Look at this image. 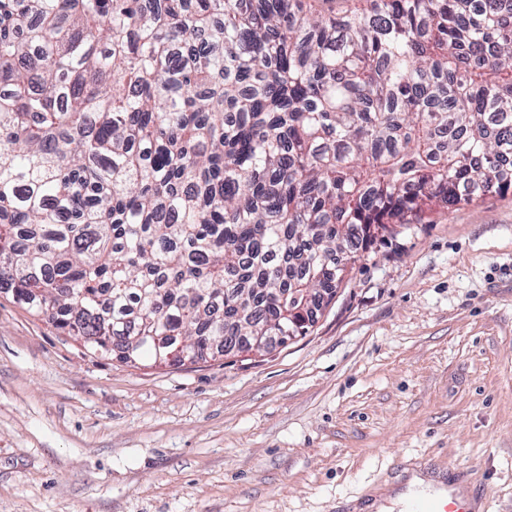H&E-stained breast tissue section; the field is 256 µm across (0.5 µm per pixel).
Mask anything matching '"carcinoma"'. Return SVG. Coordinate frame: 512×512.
Masks as SVG:
<instances>
[{
  "mask_svg": "<svg viewBox=\"0 0 512 512\" xmlns=\"http://www.w3.org/2000/svg\"><path fill=\"white\" fill-rule=\"evenodd\" d=\"M0 0V288L139 364L303 336L512 186V0Z\"/></svg>",
  "mask_w": 512,
  "mask_h": 512,
  "instance_id": "obj_1",
  "label": "carcinoma"
}]
</instances>
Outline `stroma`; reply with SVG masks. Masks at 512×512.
Instances as JSON below:
<instances>
[{"instance_id":"1","label":"stroma","mask_w":512,"mask_h":512,"mask_svg":"<svg viewBox=\"0 0 512 512\" xmlns=\"http://www.w3.org/2000/svg\"><path fill=\"white\" fill-rule=\"evenodd\" d=\"M424 462L512 512V189L427 210L263 355L133 367L0 291V512H336Z\"/></svg>"}]
</instances>
